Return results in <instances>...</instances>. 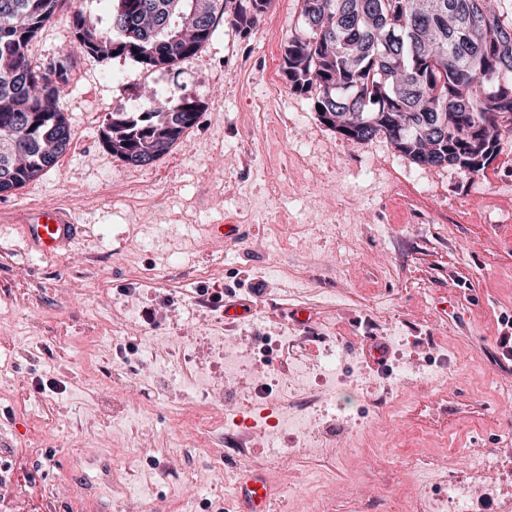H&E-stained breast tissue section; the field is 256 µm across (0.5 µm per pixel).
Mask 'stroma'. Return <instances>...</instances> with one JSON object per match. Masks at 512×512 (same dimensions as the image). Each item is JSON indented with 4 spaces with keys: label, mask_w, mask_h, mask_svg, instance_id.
<instances>
[{
    "label": "stroma",
    "mask_w": 512,
    "mask_h": 512,
    "mask_svg": "<svg viewBox=\"0 0 512 512\" xmlns=\"http://www.w3.org/2000/svg\"><path fill=\"white\" fill-rule=\"evenodd\" d=\"M300 25V0H275L250 34L221 23L171 71L122 56L67 65L69 149L0 197V512H238L224 484L250 467L266 473L277 512H409L416 489L448 493L415 461L450 452L462 468L507 456L489 476L496 493L473 490L469 508L512 512V405L500 401L512 390L500 346L512 336V133L479 175L415 164L382 135H341L279 78ZM73 39L61 14L32 41L33 62H61ZM146 86L205 110L169 155L133 167L101 131ZM53 203L83 232L47 257L11 217ZM220 224L240 237H220ZM233 299L254 307L228 324ZM119 321L145 329L149 348L112 337ZM281 330L336 346L340 387L313 384L309 409L334 457L291 434L290 465L270 464L261 441L234 454L170 353L186 347L232 412L254 373L225 377L211 337L265 350L285 375L292 364L271 344ZM374 337L389 347L380 368L357 349ZM443 384L446 427L411 419Z\"/></svg>",
    "instance_id": "35a3bbf8"
}]
</instances>
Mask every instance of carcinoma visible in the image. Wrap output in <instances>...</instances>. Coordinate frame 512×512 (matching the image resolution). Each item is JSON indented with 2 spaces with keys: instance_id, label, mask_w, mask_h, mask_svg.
I'll use <instances>...</instances> for the list:
<instances>
[{
  "instance_id": "obj_1",
  "label": "carcinoma",
  "mask_w": 512,
  "mask_h": 512,
  "mask_svg": "<svg viewBox=\"0 0 512 512\" xmlns=\"http://www.w3.org/2000/svg\"><path fill=\"white\" fill-rule=\"evenodd\" d=\"M101 19L74 0H0V196L54 168L74 132L61 102L65 64L39 67L29 45L70 9L66 57L124 55L145 70L195 56L224 19L249 34L272 0H108ZM489 0H301L302 25L285 45L288 89L328 110L340 134L384 135L412 161L484 171L512 132V11ZM137 111L118 106L103 146L135 167L169 154L204 104L191 96Z\"/></svg>"
}]
</instances>
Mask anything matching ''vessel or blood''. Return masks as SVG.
I'll use <instances>...</instances> for the list:
<instances>
[{
  "instance_id": "b4317fda",
  "label": "vessel or blood",
  "mask_w": 512,
  "mask_h": 512,
  "mask_svg": "<svg viewBox=\"0 0 512 512\" xmlns=\"http://www.w3.org/2000/svg\"><path fill=\"white\" fill-rule=\"evenodd\" d=\"M27 243L46 256L68 249L79 225L74 211L63 204L42 205L20 212ZM238 512H271V489L260 472L247 473L238 489Z\"/></svg>"
}]
</instances>
